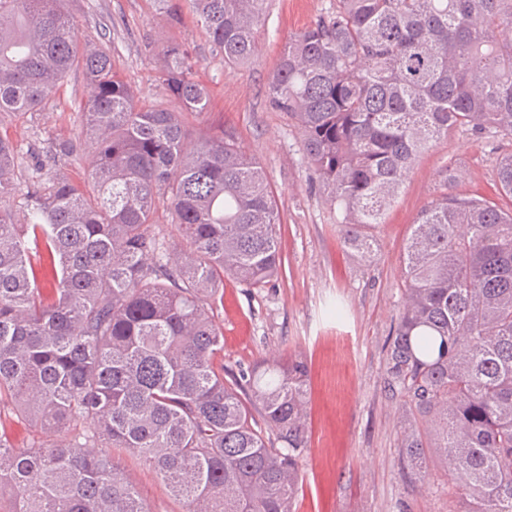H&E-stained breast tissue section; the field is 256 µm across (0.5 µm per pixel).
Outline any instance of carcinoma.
I'll return each instance as SVG.
<instances>
[{
  "instance_id": "obj_1",
  "label": "carcinoma",
  "mask_w": 512,
  "mask_h": 512,
  "mask_svg": "<svg viewBox=\"0 0 512 512\" xmlns=\"http://www.w3.org/2000/svg\"><path fill=\"white\" fill-rule=\"evenodd\" d=\"M66 0H0V112L24 115L82 69L91 190L39 159L18 222L16 153L0 135V416L45 435H0V512H152L121 454L155 471L182 512H294L307 442L298 356L224 379L213 305L224 276L264 288L282 269L278 206L237 135L190 140L182 114L208 91L179 43L161 84L181 111L141 106L99 45H77ZM200 22L224 66L256 51L268 0H155ZM512 0H336L288 38L267 84L288 113L344 245L369 258L375 229L421 155L452 128L512 139ZM512 197V152L495 161ZM438 194L403 249L404 309L386 362L405 406L399 447L436 455L460 508L512 512V208ZM164 206L180 231L156 228ZM55 282L47 299L39 273ZM257 409L264 427L254 421ZM281 447H276V444ZM2 420L3 426L0 425V433H2L4 429L16 448H27L32 437L38 434L37 431L25 421L17 419L4 420V417Z\"/></svg>"
}]
</instances>
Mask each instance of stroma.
I'll list each match as a JSON object with an SVG mask.
<instances>
[{"label": "stroma", "mask_w": 512, "mask_h": 512, "mask_svg": "<svg viewBox=\"0 0 512 512\" xmlns=\"http://www.w3.org/2000/svg\"><path fill=\"white\" fill-rule=\"evenodd\" d=\"M333 0H269L258 53L245 67H225L191 15L171 23L155 0H68L78 43L105 42L112 62L140 104L174 107L159 85L160 56L172 41L199 60L195 78L210 95L204 117L188 113L189 138L229 129L263 164L279 207L282 271L257 290L228 278L214 311L224 330V369L273 355H301L309 368L307 446L298 458L303 490L296 512H448L454 500L438 465L420 477L401 458L397 433L405 412L386 380L390 338L403 311V247L420 209L437 191L443 169L462 171L461 191L493 194L495 159L512 141L456 128L426 153L377 231L370 260L347 250L336 211L303 156L301 137L286 113L267 99V82L288 38ZM88 89L70 70L38 111L0 116V134L18 151L14 211L26 194L27 166L59 140L75 137ZM342 315H335V307ZM128 479L153 512H181L160 480L130 459Z\"/></svg>", "instance_id": "stroma-1"}]
</instances>
